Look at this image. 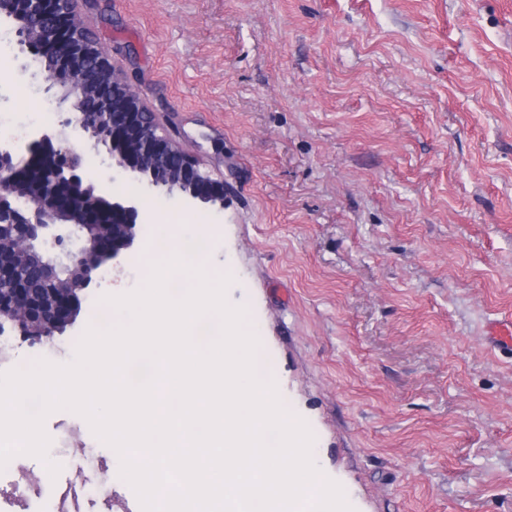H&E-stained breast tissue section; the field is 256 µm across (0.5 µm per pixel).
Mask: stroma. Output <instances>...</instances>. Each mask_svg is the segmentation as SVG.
Instances as JSON below:
<instances>
[{
	"label": "stroma",
	"mask_w": 512,
	"mask_h": 512,
	"mask_svg": "<svg viewBox=\"0 0 512 512\" xmlns=\"http://www.w3.org/2000/svg\"><path fill=\"white\" fill-rule=\"evenodd\" d=\"M86 23L171 138L223 175V210L183 205L84 150L148 222L28 363L69 360L103 296L143 285L156 223L203 218L283 404L354 512H512V0H84ZM19 137L60 119L37 67L0 57ZM43 460L0 471L9 512H141L88 422L46 416ZM488 336L495 349L512 354V319L492 325Z\"/></svg>",
	"instance_id": "1"
}]
</instances>
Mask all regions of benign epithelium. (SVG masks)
Wrapping results in <instances>:
<instances>
[{
  "label": "benign epithelium",
  "instance_id": "benign-epithelium-1",
  "mask_svg": "<svg viewBox=\"0 0 512 512\" xmlns=\"http://www.w3.org/2000/svg\"><path fill=\"white\" fill-rule=\"evenodd\" d=\"M80 0H5V18L21 53L55 63L50 86L67 106L60 129H36L0 141V333L33 342L71 322L81 294L108 260L132 247L146 217L135 200L108 199L83 169L87 136L112 157L117 173L186 204L224 209V178L164 134L155 113L85 24ZM42 288H30L26 265Z\"/></svg>",
  "mask_w": 512,
  "mask_h": 512
}]
</instances>
